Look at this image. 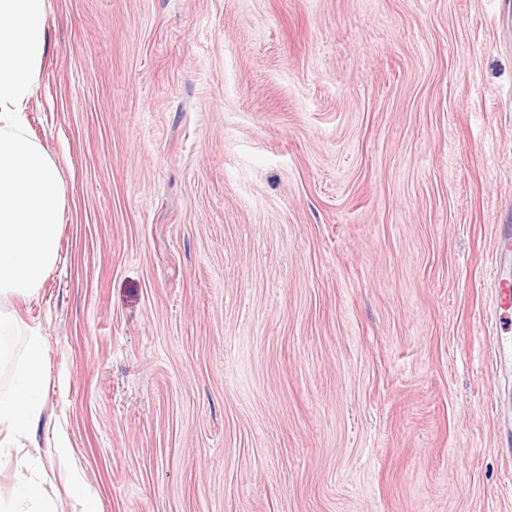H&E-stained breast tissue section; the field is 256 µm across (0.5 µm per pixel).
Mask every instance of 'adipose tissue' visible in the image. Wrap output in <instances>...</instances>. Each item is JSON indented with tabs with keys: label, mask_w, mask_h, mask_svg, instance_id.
I'll use <instances>...</instances> for the list:
<instances>
[{
	"label": "adipose tissue",
	"mask_w": 512,
	"mask_h": 512,
	"mask_svg": "<svg viewBox=\"0 0 512 512\" xmlns=\"http://www.w3.org/2000/svg\"><path fill=\"white\" fill-rule=\"evenodd\" d=\"M48 49L46 0H0V299L34 294L58 257L65 198L23 120ZM18 348L14 386L0 393V468L38 452L46 386L43 337L0 311V363Z\"/></svg>",
	"instance_id": "1"
}]
</instances>
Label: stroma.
<instances>
[{
  "label": "stroma",
  "mask_w": 512,
  "mask_h": 512,
  "mask_svg": "<svg viewBox=\"0 0 512 512\" xmlns=\"http://www.w3.org/2000/svg\"><path fill=\"white\" fill-rule=\"evenodd\" d=\"M46 12L58 262L0 300L47 349L24 475L64 512H512V0ZM494 279L497 293L496 312L500 323L502 325H506L504 329H508V327L511 326L510 311L512 309V284L508 280L499 279L497 271L494 272ZM502 320L507 323H504Z\"/></svg>",
  "instance_id": "obj_1"
}]
</instances>
